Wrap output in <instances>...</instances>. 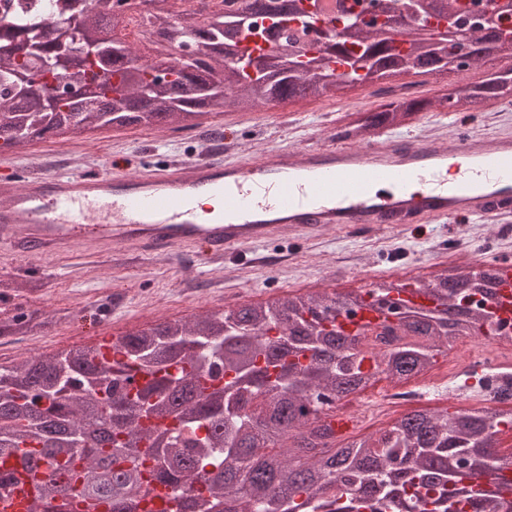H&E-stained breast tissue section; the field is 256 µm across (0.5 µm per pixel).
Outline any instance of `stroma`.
<instances>
[{"mask_svg": "<svg viewBox=\"0 0 512 512\" xmlns=\"http://www.w3.org/2000/svg\"><path fill=\"white\" fill-rule=\"evenodd\" d=\"M384 102L371 89L355 88L329 102L229 108L191 130L176 123L160 129L131 125L85 140L52 137L33 142L17 160L49 172L92 173L112 162L139 172L205 155L232 159L258 154L272 145L304 148L332 140L342 113ZM499 131L512 133V105L467 113L462 122L447 112H422L391 133L447 147L462 135ZM262 251L269 260L264 267L254 265L246 252L207 264L196 248L142 260L131 247L80 249L68 256H27L0 247V281L20 286L17 294L0 301V311L18 306L45 315L43 324L27 333L0 336V364L10 365L27 352L51 354L90 345L103 336L269 296L325 290L344 294L383 280L436 273L453 263L512 262V219L427 224L415 230L397 226L375 233L335 228L312 238L274 239ZM450 362V357H439L428 374L407 381L414 399L395 405L388 417L352 427V434H379L414 410L469 408L474 391L464 386L468 372L451 368Z\"/></svg>", "mask_w": 512, "mask_h": 512, "instance_id": "stroma-1", "label": "stroma"}]
</instances>
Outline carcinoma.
Masks as SVG:
<instances>
[{
	"instance_id": "obj_1",
	"label": "carcinoma",
	"mask_w": 512,
	"mask_h": 512,
	"mask_svg": "<svg viewBox=\"0 0 512 512\" xmlns=\"http://www.w3.org/2000/svg\"><path fill=\"white\" fill-rule=\"evenodd\" d=\"M235 16L214 14L199 21L175 18L168 0H148L160 37L177 50L166 66L170 80L158 84L155 66L138 73L115 67L139 58L118 34L112 0H17L0 14V152L64 135L82 139L102 129L155 127L178 121L203 125L202 117L226 107H256L302 98L331 100L347 82L328 66L342 53L378 70L351 73L363 84L401 69L425 64L448 69V45L433 46L417 29L402 31L407 60L392 50L387 29L353 22L365 0L341 3L333 27L316 30L315 42L288 39V53L257 57L252 63L224 65L238 57V37L246 20L262 10L275 16L274 36L291 26L295 6L282 0H241ZM302 31L321 22L319 0H312ZM485 34L470 31L469 68L485 64ZM97 69L117 85L49 110L36 95L18 97L21 71H46L57 81L86 77ZM464 89L470 110L512 96L495 79ZM448 109L440 98L401 95L364 112H348L336 139L368 142L383 127L399 126L420 112ZM483 288L448 286V271L429 283L412 284L430 306L416 308L398 299L406 322L390 317L378 324L399 344L378 353L361 337L336 329V318L351 307L376 306L405 285L367 288L347 294H286L282 312L263 303L241 306L235 319L217 310L190 322L174 321L112 337L111 347L73 348L53 355L22 356L0 365V455L23 453L24 467H44L36 512H48L58 498L69 512H83L85 490L101 463L112 471V486L96 501L109 512H132L157 482L167 485L172 512H213L225 503L236 512H397V500L410 512H512V500L475 494L471 486L512 466L488 446L505 429L512 410H417L403 415L377 437L336 442L331 414L317 403L341 401L372 385L382 374L407 380L426 373L451 341L498 336L476 293L492 295V277ZM34 317L22 312L0 335L27 331ZM134 373L153 379L130 390ZM231 381H224L225 377ZM166 422L160 424L157 418Z\"/></svg>"
}]
</instances>
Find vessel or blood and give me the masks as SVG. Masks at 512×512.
Instances as JSON below:
<instances>
[{
  "label": "vessel or blood",
  "instance_id": "1",
  "mask_svg": "<svg viewBox=\"0 0 512 512\" xmlns=\"http://www.w3.org/2000/svg\"><path fill=\"white\" fill-rule=\"evenodd\" d=\"M222 207L201 221L202 196ZM512 214V135L451 147L387 137L366 145L274 148L235 161H188L131 173H33L0 180V246L49 255L80 243L152 257L202 247L204 258L357 225L465 223ZM43 471H17L0 512H30Z\"/></svg>",
  "mask_w": 512,
  "mask_h": 512
}]
</instances>
